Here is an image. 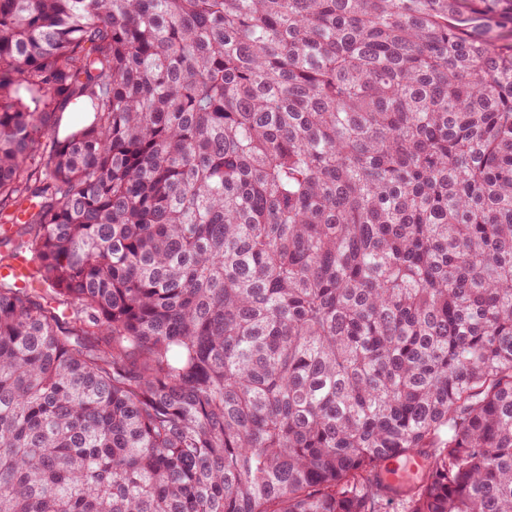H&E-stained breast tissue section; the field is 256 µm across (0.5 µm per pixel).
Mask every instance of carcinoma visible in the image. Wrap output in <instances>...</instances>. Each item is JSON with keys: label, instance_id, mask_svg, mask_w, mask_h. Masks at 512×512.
Listing matches in <instances>:
<instances>
[{"label": "carcinoma", "instance_id": "obj_1", "mask_svg": "<svg viewBox=\"0 0 512 512\" xmlns=\"http://www.w3.org/2000/svg\"><path fill=\"white\" fill-rule=\"evenodd\" d=\"M510 26L0 0V512H512Z\"/></svg>", "mask_w": 512, "mask_h": 512}]
</instances>
